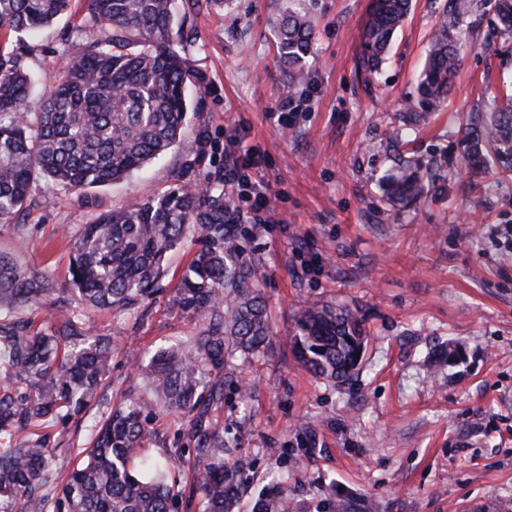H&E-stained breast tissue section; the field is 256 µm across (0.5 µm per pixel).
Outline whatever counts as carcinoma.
I'll return each instance as SVG.
<instances>
[{
  "instance_id": "cac0c4a2",
  "label": "carcinoma",
  "mask_w": 512,
  "mask_h": 512,
  "mask_svg": "<svg viewBox=\"0 0 512 512\" xmlns=\"http://www.w3.org/2000/svg\"><path fill=\"white\" fill-rule=\"evenodd\" d=\"M487 0H450L435 30L418 97L399 121L419 124L448 97L460 64V22ZM87 25L98 31L81 58L28 108L31 74L0 44V224L19 221L40 179L66 189L108 185L178 148L189 112V87L199 78L174 48L201 0H82ZM71 0H0V29L21 33L66 17ZM411 0H374L365 22L361 67L372 73L388 53ZM494 30L512 36V0H494ZM302 3L278 13L277 56L288 87L303 75L316 29ZM470 168L492 163L512 173V95L464 136ZM391 204L419 202L426 184L419 162L403 159L382 181ZM234 198L224 168L205 184L180 182L167 191L101 213L70 246L68 287L56 288L18 254L0 251V512H177L183 450L161 458L141 454L149 438L143 406L117 404L91 429L83 460L68 472L57 497L56 449L67 427L96 401L112 371V337L95 333L98 311L128 312L149 298L167 255L190 240L199 245L173 301L195 320L193 336L158 350L148 361L131 354L135 374L154 396L150 409L188 418L187 444L202 462L198 512H235L247 491L250 463L224 466V434L215 412L224 404V364L251 360L270 343V325L253 271L241 259L230 221ZM53 299L51 319L30 313ZM364 318L346 307L304 308L295 356L315 378L338 383L358 373L365 353ZM283 481L261 494L252 512H290Z\"/></svg>"
}]
</instances>
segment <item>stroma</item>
Instances as JSON below:
<instances>
[{"instance_id": "stroma-1", "label": "stroma", "mask_w": 512, "mask_h": 512, "mask_svg": "<svg viewBox=\"0 0 512 512\" xmlns=\"http://www.w3.org/2000/svg\"><path fill=\"white\" fill-rule=\"evenodd\" d=\"M287 3L202 8L191 23L195 40L178 44L200 78L189 95L202 118L183 134L188 143L206 137L197 159L176 149L122 181L75 193L37 182L23 220L0 224V250L21 249L31 268L65 287L70 240L84 224L178 181L205 182L230 139H240L254 156L230 184L243 212L235 235L271 323L265 357L224 370V463L245 455L254 471L240 512L283 478L304 512H329L334 498L345 512H512V180L495 167L473 173L462 144L474 118L512 86V38L496 34L489 16L464 20L447 101L391 147L389 118L415 99L448 0H413L369 83L358 58L371 0H305L317 26L305 76L290 93L274 27ZM83 24L76 2L69 19L11 38L35 78L31 109L82 55ZM289 94L301 111L282 113ZM407 152L431 177L420 203L396 209L380 180ZM256 187L269 209L252 211ZM190 250L172 253L155 293L130 313L95 314L99 334L112 339V385L68 424L59 472L72 468L109 405L145 398L129 351L148 358L193 334L194 320L172 303ZM324 302L365 318L366 355L343 385L311 377L290 343L301 310ZM454 345L466 361L438 363ZM186 424L180 414L149 418L147 451L182 447Z\"/></svg>"}]
</instances>
